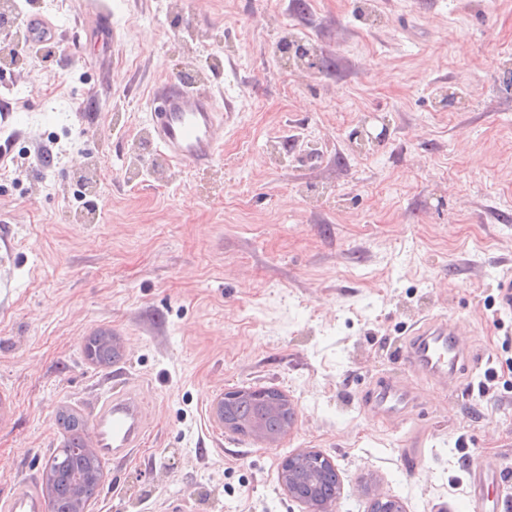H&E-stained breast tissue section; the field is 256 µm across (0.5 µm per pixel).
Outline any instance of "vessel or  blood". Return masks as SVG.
Segmentation results:
<instances>
[{"mask_svg": "<svg viewBox=\"0 0 512 512\" xmlns=\"http://www.w3.org/2000/svg\"><path fill=\"white\" fill-rule=\"evenodd\" d=\"M232 101L216 107L210 96L190 84L163 88L152 98L150 130L157 150L180 166L197 168L211 164L216 156L214 132L224 112L232 111ZM405 364L417 377L462 385L475 364L474 353L460 336L455 321L429 318L417 324L405 343ZM411 389L389 377L377 380L365 403L380 419L408 420L413 407ZM146 432L141 397L121 391L106 397L93 410L88 438L98 458L126 455L138 447ZM495 479L486 466L472 469L470 501L480 512L485 506V491ZM42 491L15 487L10 496L0 499V512H43Z\"/></svg>", "mask_w": 512, "mask_h": 512, "instance_id": "b4317fda", "label": "vessel or blood"}]
</instances>
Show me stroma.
Returning <instances> with one entry per match:
<instances>
[{"instance_id": "obj_1", "label": "stroma", "mask_w": 512, "mask_h": 512, "mask_svg": "<svg viewBox=\"0 0 512 512\" xmlns=\"http://www.w3.org/2000/svg\"><path fill=\"white\" fill-rule=\"evenodd\" d=\"M54 54L0 73V499L39 484L63 437L122 387L147 435L105 461L87 512H301L280 464L337 467L338 512L374 492L406 512H469L474 462L512 512V0H11ZM314 44L317 66L281 58ZM198 76L236 111L207 166L147 142L152 92ZM376 141H354L359 125ZM425 317L458 322L482 363L463 386L411 376ZM106 327L122 356L82 354ZM495 388L481 396L486 368ZM383 376L413 422L374 417ZM297 408L275 447L225 430L226 391Z\"/></svg>"}]
</instances>
